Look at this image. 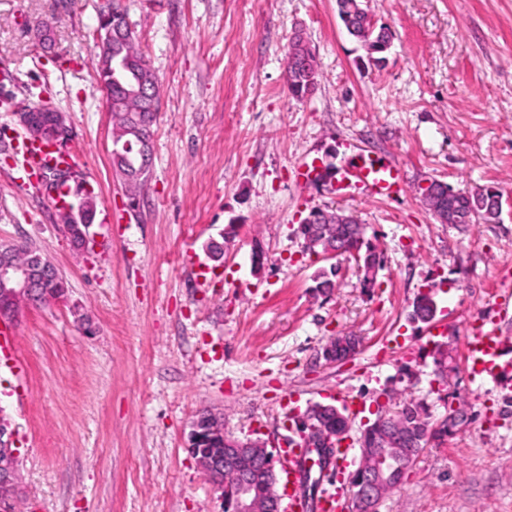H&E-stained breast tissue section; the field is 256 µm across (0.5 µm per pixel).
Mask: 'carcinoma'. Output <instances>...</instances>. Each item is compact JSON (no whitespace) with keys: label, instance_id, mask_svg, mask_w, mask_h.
<instances>
[{"label":"carcinoma","instance_id":"obj_1","mask_svg":"<svg viewBox=\"0 0 512 512\" xmlns=\"http://www.w3.org/2000/svg\"><path fill=\"white\" fill-rule=\"evenodd\" d=\"M352 23L371 29L369 36V55L386 52V45L391 42L392 33L383 24L371 16L364 14L354 16ZM305 53L310 59L309 69L300 71L294 76H287L288 90L296 96L308 92L309 86L317 85L316 56L310 45L299 46L292 43L288 47V55L296 56ZM112 143L116 151L112 152V166L121 177H126L133 169L143 170L140 179L125 182L127 193L134 198L140 193L146 173L149 172L151 158L126 156L117 152L126 139L132 137V129L136 124L142 125V132L147 139L153 137L158 112L143 111L144 104L126 96L124 88L138 83L150 85L155 89V96H160V85L157 76L148 67L136 37L125 41H117L112 45ZM451 205L459 211L461 223L475 224L496 223L500 219L503 208L501 193L492 186L462 191L450 197ZM301 240L305 252L326 255L335 249L340 255L355 262L360 288L365 292L373 290L378 282L379 271L384 267L385 258L382 251L366 237L362 224H351L341 237L337 238L326 230L324 224H300L295 230ZM340 268L330 266L317 272L314 277L317 292L327 294L336 287V278ZM437 311L435 297L429 293L418 295L412 305L411 318L421 322L431 320ZM306 423L300 428L305 436V447L311 448L324 436L341 434L348 435L352 424L347 415L339 409H330L317 420L311 419L310 412L304 413ZM470 421L464 410H455L446 420L434 422L423 402L414 398H404L394 403V408L387 413V419L380 422L373 420L366 425L360 434L359 442L367 448H382L385 438H390L395 448L424 449L433 444L440 446L445 439L456 434L459 428Z\"/></svg>","mask_w":512,"mask_h":512}]
</instances>
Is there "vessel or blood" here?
<instances>
[{
	"instance_id": "b4317fda",
	"label": "vessel or blood",
	"mask_w": 512,
	"mask_h": 512,
	"mask_svg": "<svg viewBox=\"0 0 512 512\" xmlns=\"http://www.w3.org/2000/svg\"><path fill=\"white\" fill-rule=\"evenodd\" d=\"M75 164V155L65 148H47L31 140L24 144L22 168L28 177H38L48 166L59 168ZM331 187L343 194L389 200L401 193L403 173L397 165L382 163L353 151ZM495 313L494 320L471 327L466 369L473 381L493 384L508 395L512 393V340L499 336L497 323L512 314V288L501 289L495 301ZM305 456V449L291 444L278 448L276 462L282 473L292 474ZM345 500L344 488L336 486L325 490L313 506L318 512H342Z\"/></svg>"
}]
</instances>
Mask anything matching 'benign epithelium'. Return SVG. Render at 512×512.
Wrapping results in <instances>:
<instances>
[{"label":"benign epithelium","instance_id":"1","mask_svg":"<svg viewBox=\"0 0 512 512\" xmlns=\"http://www.w3.org/2000/svg\"><path fill=\"white\" fill-rule=\"evenodd\" d=\"M101 34L97 46L102 56L112 58V40L126 34L122 28L112 27V16L102 15L99 20ZM54 108L41 106L22 109L14 116L17 123L33 141L59 144L70 137L67 125L46 120L43 113ZM322 224H355L357 220L343 213L322 212L316 217ZM304 220L308 224L316 219ZM12 245L0 244V320L13 318L23 303L37 296L36 288L56 273L36 254L23 264L9 260ZM14 431L0 416V485L18 490V453L13 448ZM187 450L208 478L219 489H224V477L230 475L236 484L231 512H279L277 495L265 492V486L277 484L275 465L266 463L268 451L260 440L244 441L229 436L224 418L211 412L201 413L193 422L188 435ZM421 450L417 448H362L354 471L358 475L357 491L352 499V512H380L389 493V477L401 466L412 467Z\"/></svg>","mask_w":512,"mask_h":512}]
</instances>
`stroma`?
Listing matches in <instances>:
<instances>
[{
  "instance_id": "obj_1",
  "label": "stroma",
  "mask_w": 512,
  "mask_h": 512,
  "mask_svg": "<svg viewBox=\"0 0 512 512\" xmlns=\"http://www.w3.org/2000/svg\"><path fill=\"white\" fill-rule=\"evenodd\" d=\"M124 11L161 83L153 166L137 210L112 169L111 115L96 88L93 37L108 4ZM393 40L382 63L346 31L336 0H0V97L51 105L74 137L85 188L111 221L74 247L19 167L25 131L0 112V241L30 242L67 283L63 299L22 306L24 371L0 355V413L15 431L20 512H224L187 449L190 424L223 412L228 432L278 444L296 409L363 403V426L392 391L434 417L470 423L424 448L381 512H512V401L469 377L466 323L493 315L512 272V0H369ZM318 84L292 97L285 61L295 25ZM399 164V197H340L301 186L312 159L342 167L345 143ZM492 186V224H442L419 188ZM342 210L383 250L374 292L294 231L311 210ZM223 264L204 253L227 225ZM267 260L253 270L250 255ZM433 291V323L411 321ZM361 337L330 363L332 337ZM453 356L445 384L432 352Z\"/></svg>"
}]
</instances>
